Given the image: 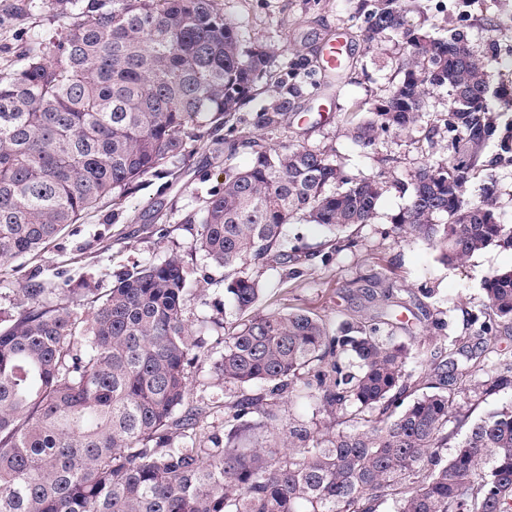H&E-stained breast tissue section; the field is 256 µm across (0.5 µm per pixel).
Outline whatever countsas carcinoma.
<instances>
[{
  "label": "carcinoma",
  "mask_w": 512,
  "mask_h": 512,
  "mask_svg": "<svg viewBox=\"0 0 512 512\" xmlns=\"http://www.w3.org/2000/svg\"><path fill=\"white\" fill-rule=\"evenodd\" d=\"M46 7L64 26L23 42L19 67L0 78V266L185 159L257 95L272 58L246 44L216 0ZM408 14L403 0H374L366 16L368 47L395 32L409 52L352 139L372 147L418 126L428 88L447 89L457 108L445 119L450 154L411 175L396 229L448 264L511 248L496 182L478 180L512 162V121L500 124L489 107L497 43L478 52L457 30L435 38ZM288 78L256 127L277 130L294 110L301 86L297 72ZM240 147L251 155L243 169L232 163ZM386 187L324 150L228 141L224 183L204 201L195 242L224 268L236 310L217 347L188 324L189 272L176 256L133 266L87 311L44 303L40 287L17 289L16 309L0 310V512H512V402L472 423L459 402L512 390V361L496 346L512 331V269L483 281L491 314L471 323L484 355L460 364L461 389L435 373L417 393L456 337L420 349L382 338L376 320L334 329L302 309L253 313L261 288L249 268L288 263L278 251L287 225L372 224ZM205 360L234 390L194 402L191 367ZM293 392L332 430L283 421L280 400ZM218 408L223 436L210 422Z\"/></svg>",
  "instance_id": "obj_1"
}]
</instances>
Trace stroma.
<instances>
[{
  "label": "stroma",
  "mask_w": 512,
  "mask_h": 512,
  "mask_svg": "<svg viewBox=\"0 0 512 512\" xmlns=\"http://www.w3.org/2000/svg\"><path fill=\"white\" fill-rule=\"evenodd\" d=\"M13 0H0V74L16 66L15 51L26 37L48 38L59 29L44 4L28 15H12ZM421 11L411 21L431 35L451 29L464 31L472 46L484 50L494 34L498 60L488 68L491 89H512V0H420ZM226 18L238 23L248 42L274 47L270 75L260 93L244 105L232 130L218 138L261 136L266 143L301 144L334 149L352 171L382 174L388 189L378 203L375 223L354 225L338 238L348 248L335 250L336 236L315 224H292L287 246L303 256L302 275L269 269L260 277L262 299L257 308L270 313L300 308L331 325L375 318L382 310L380 293L392 288L399 308L385 331L411 344L435 343L461 336L467 346L479 339L469 320L485 309V276L512 267V250L489 246L458 265L440 261L424 240L396 235L393 218L406 206L409 175L426 158L448 155V134L442 122L447 111L445 90L429 91L431 142H416L403 131L386 135L377 149L358 146L352 126L381 102L399 78V62L408 48L400 35L390 33L375 48L366 47L361 31L371 0H218ZM349 32L350 64L340 77L314 70L307 61L309 44ZM314 71L315 85H303L297 109L275 131H260L252 117L287 80L289 68ZM224 181V155L197 150L184 162L179 178L146 177L119 205L90 211L69 225L40 252L0 268V307L13 308L16 288L44 287L48 304L88 305L94 289L110 288L118 275L134 264L175 256L191 272L186 317L192 325L223 319L233 307L225 291L224 270L195 249L201 214L208 192Z\"/></svg>",
  "instance_id": "obj_1"
}]
</instances>
